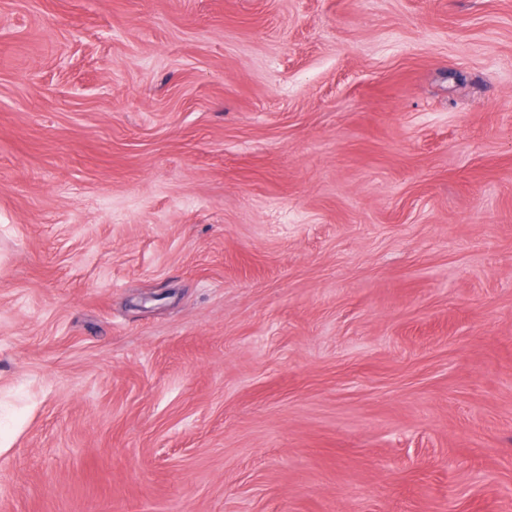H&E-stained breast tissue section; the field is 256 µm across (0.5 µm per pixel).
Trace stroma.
<instances>
[{
  "label": "stroma",
  "mask_w": 512,
  "mask_h": 512,
  "mask_svg": "<svg viewBox=\"0 0 512 512\" xmlns=\"http://www.w3.org/2000/svg\"><path fill=\"white\" fill-rule=\"evenodd\" d=\"M0 512H512V0H0Z\"/></svg>",
  "instance_id": "1"
}]
</instances>
